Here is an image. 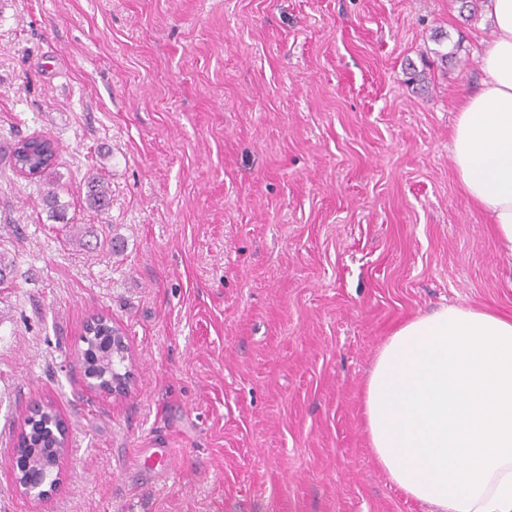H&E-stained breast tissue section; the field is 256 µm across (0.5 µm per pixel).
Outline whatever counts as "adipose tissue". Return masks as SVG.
I'll use <instances>...</instances> for the list:
<instances>
[{
    "label": "adipose tissue",
    "instance_id": "obj_1",
    "mask_svg": "<svg viewBox=\"0 0 512 512\" xmlns=\"http://www.w3.org/2000/svg\"><path fill=\"white\" fill-rule=\"evenodd\" d=\"M481 89L460 102L452 159L512 256V0H490ZM376 464L431 512H512V317L461 305L397 326L363 389Z\"/></svg>",
    "mask_w": 512,
    "mask_h": 512
}]
</instances>
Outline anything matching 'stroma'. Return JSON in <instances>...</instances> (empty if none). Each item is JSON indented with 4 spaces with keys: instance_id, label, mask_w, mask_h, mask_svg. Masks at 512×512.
Returning a JSON list of instances; mask_svg holds the SVG:
<instances>
[{
    "instance_id": "1",
    "label": "stroma",
    "mask_w": 512,
    "mask_h": 512,
    "mask_svg": "<svg viewBox=\"0 0 512 512\" xmlns=\"http://www.w3.org/2000/svg\"><path fill=\"white\" fill-rule=\"evenodd\" d=\"M492 36L488 0H0V512H426L373 459L363 384L441 304L512 316L451 158ZM32 134L59 145L39 182L9 165ZM97 314L134 364L120 397L82 380ZM35 400L70 446L39 511L8 467ZM158 448L163 478L138 466ZM110 187L97 178L88 182L87 203L95 212L104 213L110 201ZM144 469L151 470L162 475L170 474L172 468V452L168 448H159L149 456H143L139 462Z\"/></svg>"
}]
</instances>
